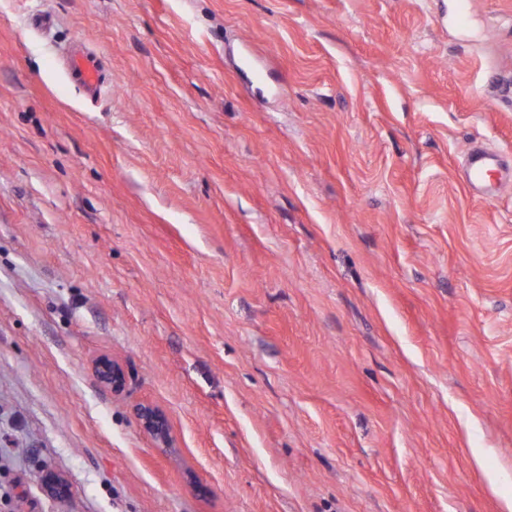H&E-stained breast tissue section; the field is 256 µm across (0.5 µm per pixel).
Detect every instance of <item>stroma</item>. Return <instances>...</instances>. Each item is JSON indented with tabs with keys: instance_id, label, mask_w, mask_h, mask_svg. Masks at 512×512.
I'll return each mask as SVG.
<instances>
[{
	"instance_id": "35a3bbf8",
	"label": "stroma",
	"mask_w": 512,
	"mask_h": 512,
	"mask_svg": "<svg viewBox=\"0 0 512 512\" xmlns=\"http://www.w3.org/2000/svg\"><path fill=\"white\" fill-rule=\"evenodd\" d=\"M469 9L0 0V512H506L512 188L462 164L512 166V0ZM65 78L93 100L103 85L100 58L85 50L81 42H76L66 61ZM465 182L479 197L492 196L512 186V171L492 149L473 147L464 161ZM96 371L100 382L114 392H123L126 387L124 368L109 356L96 361ZM137 416L144 431L161 448H169L171 444L170 427L166 416L150 404H140Z\"/></svg>"
}]
</instances>
